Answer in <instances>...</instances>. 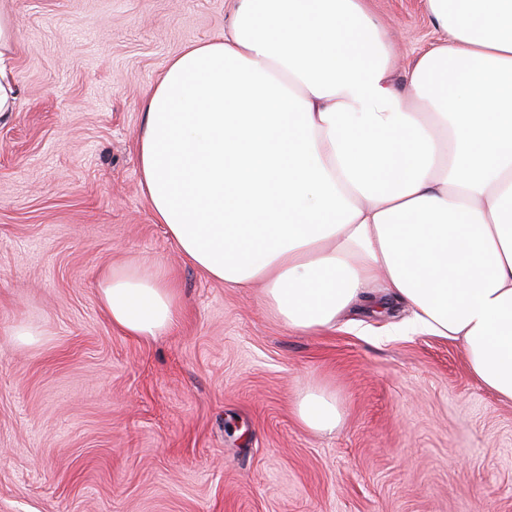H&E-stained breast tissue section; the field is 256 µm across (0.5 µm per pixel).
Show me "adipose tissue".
I'll return each instance as SVG.
<instances>
[{
    "label": "adipose tissue",
    "instance_id": "ef3b65f1",
    "mask_svg": "<svg viewBox=\"0 0 512 512\" xmlns=\"http://www.w3.org/2000/svg\"><path fill=\"white\" fill-rule=\"evenodd\" d=\"M439 38L394 85L361 0H235L224 36L174 57L144 103L141 182L185 258L264 287L289 330L404 305L399 332L462 341L512 401V0H425ZM0 13V116L16 108ZM99 300L138 339L179 313L164 273L114 270ZM300 420L334 430V399Z\"/></svg>",
    "mask_w": 512,
    "mask_h": 512
}]
</instances>
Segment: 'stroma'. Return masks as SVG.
<instances>
[{"mask_svg": "<svg viewBox=\"0 0 512 512\" xmlns=\"http://www.w3.org/2000/svg\"><path fill=\"white\" fill-rule=\"evenodd\" d=\"M406 89L434 37L424 0H365ZM16 27L0 118V512H512V403L460 342L395 336L364 310L288 330L260 286L187 262L150 211L144 95L230 0H0ZM160 270L180 312L143 341L113 327L99 281ZM36 333L16 341L18 327ZM336 401L333 432L300 398ZM297 413L306 426L319 431L336 429L339 420L336 401L322 394L303 397L297 404Z\"/></svg>", "mask_w": 512, "mask_h": 512, "instance_id": "stroma-1", "label": "stroma"}]
</instances>
